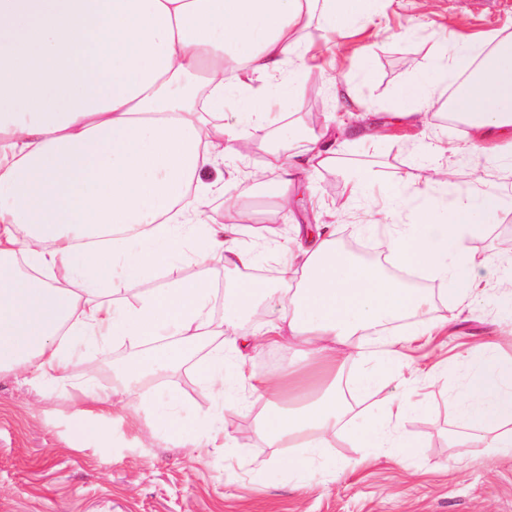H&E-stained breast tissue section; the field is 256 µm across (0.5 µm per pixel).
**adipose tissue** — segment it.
<instances>
[{
  "label": "adipose tissue",
  "instance_id": "obj_1",
  "mask_svg": "<svg viewBox=\"0 0 512 512\" xmlns=\"http://www.w3.org/2000/svg\"><path fill=\"white\" fill-rule=\"evenodd\" d=\"M0 0V372L30 370L63 380L89 342L142 345L123 376L128 392L212 348L207 384L225 405L253 400L265 411L256 425L271 447L293 448L271 459L265 480L316 477L330 469L326 451L338 432L356 447L410 455L403 420L425 409L420 398H388L381 414L347 417L339 382L364 364L354 392L382 386L401 364L402 342L381 334L407 318L429 335L431 296L356 263L336 246L329 225L298 228L283 254L279 282L225 288L224 322L211 316L212 265L247 270L258 246H244L242 226L205 215L201 202L223 190L203 174L231 154L241 131L224 124L226 99L243 102L263 123L275 106L295 100L304 72L300 32L364 27L376 0ZM275 79V92L254 90ZM453 112L472 129L512 138V44L487 52L451 35L430 68L408 80L395 106L421 115L449 81ZM451 174L384 184L386 205L418 199L410 220L393 225L386 248L393 263L454 285V301L475 305L481 281L512 297V272L477 268L465 250L482 233L483 216L500 201L489 190L457 195L442 208L425 198L447 189ZM200 270L151 289L137 303L108 296L115 281L138 282L182 250ZM278 303L277 319L251 336L228 337L258 301ZM288 346L306 362L273 375L247 367L254 343ZM454 423L468 447L512 456V358L477 346Z\"/></svg>",
  "mask_w": 512,
  "mask_h": 512
}]
</instances>
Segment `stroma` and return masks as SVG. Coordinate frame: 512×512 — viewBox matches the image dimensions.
<instances>
[{"label": "stroma", "mask_w": 512, "mask_h": 512, "mask_svg": "<svg viewBox=\"0 0 512 512\" xmlns=\"http://www.w3.org/2000/svg\"><path fill=\"white\" fill-rule=\"evenodd\" d=\"M378 7L373 23L358 34L323 36L313 28L301 33L309 47L303 82L296 100L279 105L276 125H242L239 101H227L225 125L242 126L243 132L223 192L211 194L202 208L225 223L246 225L243 244H262L263 255L254 274L228 278L214 266V320L224 318L225 286L252 285L258 272H277L296 224L331 225L338 247L353 244L359 261L389 272L383 235L363 229L370 220L367 204L377 183L418 174L423 166L455 170L452 196L484 176L500 209L484 217L485 232L468 239L466 248L479 266L512 257V169L495 161L507 146L492 139L484 151L466 150L469 128L461 118H449L447 90L429 99L420 122L391 117L399 87L428 65L449 31L481 44L512 40V0H380ZM358 46L371 56L370 74H362L353 54ZM347 82L355 84L356 99L341 111L334 107L336 88ZM315 101L320 120L313 126L306 116ZM348 110L361 119L344 133L340 162L297 175L292 206L280 207L256 179L268 150L284 145L301 153L308 138L337 128ZM197 270L186 251L151 279L113 284L112 296L133 303ZM420 289L434 300L439 329L406 349L407 364L425 371L417 391L426 401L425 412L402 423L413 445L406 463L381 451L364 454L340 433L328 456L343 474L330 471L302 486L265 483L264 467L276 451L258 433L250 405L225 408L194 361L159 386L190 407L193 426L215 421L224 427L227 449L197 448L153 425L150 401L141 393L101 418L95 434L79 436L74 428L87 393L108 394L117 385L109 361L140 351L130 342L91 344L65 381L24 384L14 374H0V512H512V457L477 452L448 435L467 354L492 343L512 357V305L491 282L471 312L456 308L441 280L426 278Z\"/></svg>", "instance_id": "1"}]
</instances>
